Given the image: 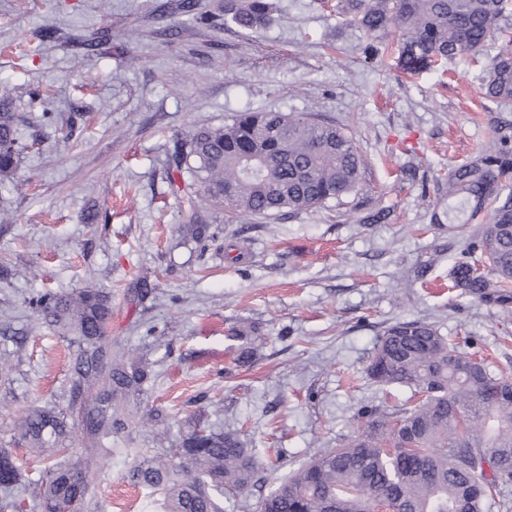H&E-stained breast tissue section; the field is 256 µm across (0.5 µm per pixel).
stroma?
<instances>
[{"instance_id":"obj_1","label":"stroma","mask_w":512,"mask_h":512,"mask_svg":"<svg viewBox=\"0 0 512 512\" xmlns=\"http://www.w3.org/2000/svg\"><path fill=\"white\" fill-rule=\"evenodd\" d=\"M273 3V24L252 32L182 28L181 0H0V82L33 140L16 175L23 193L0 184V210L14 216L0 223V362L11 366L0 448H14L30 478L40 462L15 448L7 419L67 390L75 352L30 308L42 290L96 281L112 295L110 338L152 362L142 408L164 409L174 437L196 416L239 431L286 473L354 432L360 407L410 398L365 374L395 321L433 322L458 351L512 376V317L449 286L474 227L443 217L449 170L512 120V107L482 94L489 54L408 76L393 55L366 53L337 0ZM104 31L110 54L77 52ZM34 88L43 96L32 105ZM46 110L81 118L45 130ZM249 111L346 125L369 160L361 189L299 213L216 211L206 238L192 239L167 153L195 127ZM361 203L393 216L361 223ZM235 326L262 339L246 366ZM155 445L132 427L113 436L87 512H147L124 474L134 449Z\"/></svg>"}]
</instances>
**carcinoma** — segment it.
Here are the masks:
<instances>
[{
  "mask_svg": "<svg viewBox=\"0 0 512 512\" xmlns=\"http://www.w3.org/2000/svg\"><path fill=\"white\" fill-rule=\"evenodd\" d=\"M340 13L374 43L394 27L399 68L418 74L465 52L496 51L482 84L485 99L512 104V39L501 43L512 0H338ZM191 26L258 30L274 22L271 0H224L209 11L182 0ZM23 116L0 85V182L13 179L25 144ZM367 158L348 130L305 114L241 112L221 127H201L175 144L169 180L189 176L196 195L222 211L270 216L341 202L357 191ZM485 223L467 240L448 273L451 287L512 314V125L495 127L492 143L448 173V223ZM185 231L206 233L208 217L188 202ZM32 310L75 335L78 349L65 405L34 409L12 421L13 437L46 462L32 483L12 453L0 450V512H20V493L38 488L37 512H81L92 496L89 476L109 453L104 439L133 423L151 378L136 351H112L107 329L112 298L93 286L46 291ZM378 386H403L415 401L393 411L362 413L358 431L276 478L259 512H490L493 491L512 482V379L448 342L433 324L406 319L386 327L366 367ZM149 454L125 477L146 491L155 512H224L227 496L247 497L260 468L255 449L233 431L198 423L171 442L162 430ZM496 466L488 475L478 461Z\"/></svg>",
  "mask_w": 512,
  "mask_h": 512,
  "instance_id": "obj_1",
  "label": "carcinoma"
}]
</instances>
